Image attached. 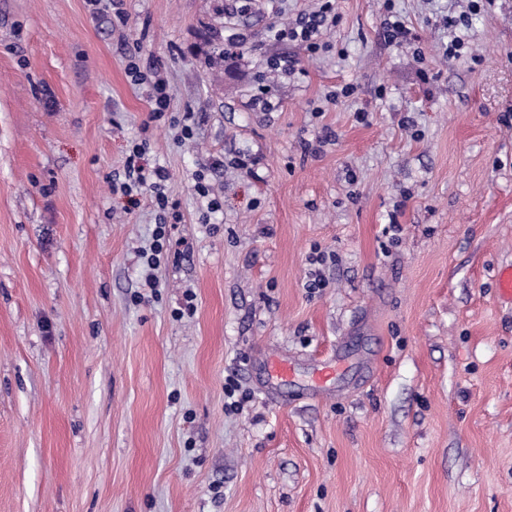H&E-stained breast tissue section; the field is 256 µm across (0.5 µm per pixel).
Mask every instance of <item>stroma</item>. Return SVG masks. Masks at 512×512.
<instances>
[{"label":"stroma","mask_w":512,"mask_h":512,"mask_svg":"<svg viewBox=\"0 0 512 512\" xmlns=\"http://www.w3.org/2000/svg\"><path fill=\"white\" fill-rule=\"evenodd\" d=\"M320 4L0 0V512H512V0H334L267 78ZM331 1H325L318 11L300 15L290 27L277 28L272 26L269 32L274 39L294 42L304 47L311 54H315L321 48L320 35L328 19L327 12L332 10ZM150 101L153 102L154 107L151 109V119H158L162 113L170 105V95L167 91V83L161 78H157L152 84V93H150ZM147 149L148 143L146 139L141 140V143H136L132 147L124 168L125 182L122 184V189L129 196L134 191L136 195L141 194L143 191L151 192L154 194L157 207L165 213L169 207V200L163 193L162 182L167 180L168 175L162 168L146 170L140 164L139 159ZM171 252L172 244L168 224H166L164 217H160V223L156 224L149 252L145 250L141 253V258L144 259L143 264L146 267L145 283L151 289L158 287L152 271L160 266L161 261L168 260Z\"/></svg>","instance_id":"stroma-1"}]
</instances>
